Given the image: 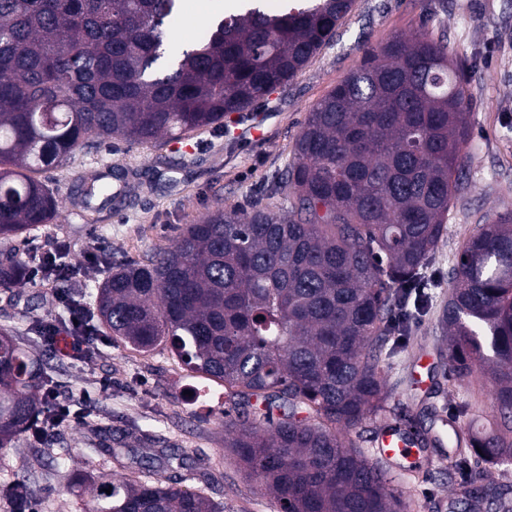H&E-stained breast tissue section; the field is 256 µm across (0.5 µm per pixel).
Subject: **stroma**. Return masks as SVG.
Segmentation results:
<instances>
[{
    "mask_svg": "<svg viewBox=\"0 0 512 512\" xmlns=\"http://www.w3.org/2000/svg\"><path fill=\"white\" fill-rule=\"evenodd\" d=\"M426 13L445 30L450 55L464 58L470 70L467 180L448 211L444 241L427 271L436 283L428 291L429 306L395 349L387 410L365 426L380 429L395 418H410L443 439L452 426L462 432L492 428L496 410L490 380L476 369L466 381L446 382L437 336L458 249L483 220L512 211V0H355L334 41L247 117H225L223 128L191 135L185 149L169 143L130 146L115 139L97 151L76 154L65 170L43 174L57 192L59 215L17 247L28 256L68 244L62 260L78 273L50 289L30 278L0 288V327L13 328L43 358L53 388L65 395L89 394L91 413L113 434H127L136 449H174V459L160 462L167 475L223 503L224 512H276V506L246 479L224 446L227 391L222 381L190 370L167 345L144 353L101 332L90 359L71 361L34 335L31 322L58 318L65 311L61 297L68 293L94 302L107 262L171 247L185 225L218 208L286 211L289 204L272 194L271 181L292 161L310 110L361 65L367 51L393 36L415 35ZM111 169L126 173L129 188L87 220L74 202L77 178ZM105 381L111 387L104 392ZM87 446L79 424L59 428L42 442L22 432L0 449V486L25 474L32 480L36 512H83L97 476L132 475L127 461L89 454ZM388 470L407 512H452L460 476L447 448L425 450L418 467L392 463Z\"/></svg>",
    "mask_w": 512,
    "mask_h": 512,
    "instance_id": "stroma-1",
    "label": "stroma"
}]
</instances>
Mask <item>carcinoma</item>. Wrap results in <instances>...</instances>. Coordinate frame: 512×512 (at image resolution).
<instances>
[{
  "label": "carcinoma",
  "instance_id": "cac0c4a2",
  "mask_svg": "<svg viewBox=\"0 0 512 512\" xmlns=\"http://www.w3.org/2000/svg\"><path fill=\"white\" fill-rule=\"evenodd\" d=\"M177 0H0V239H27L57 216L38 178L79 152L120 139L179 141L244 114L285 86L326 44L354 0H306L269 13L245 0L204 37L173 49ZM396 35L309 112L294 158L272 181L287 213L218 209L175 244L112 265L97 288V322L141 352L164 343L192 370L228 387L231 449L277 512H406L382 461L364 458L338 427L385 409L394 347L425 307L423 271L464 189L470 103L448 37ZM82 180L87 212L125 188L123 171ZM24 261L0 257V287ZM439 324L444 378L491 367L503 430L453 432V454L512 465V212L486 220L455 257ZM41 361L0 330V448L34 421L53 423ZM279 400L273 418L257 402ZM116 439L90 453L115 459ZM111 493H106V489ZM464 512H512V492ZM88 512H224L151 466L103 480Z\"/></svg>",
  "mask_w": 512,
  "mask_h": 512
}]
</instances>
